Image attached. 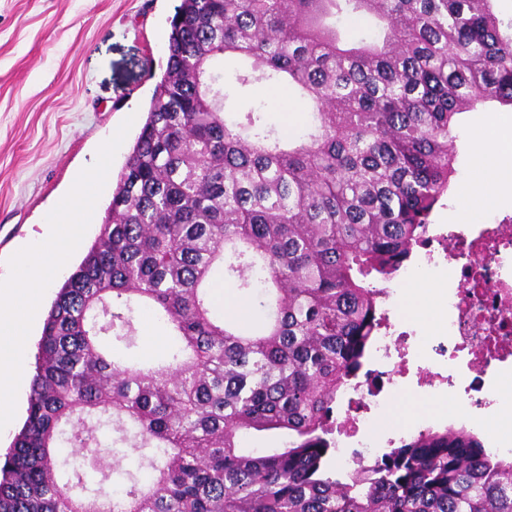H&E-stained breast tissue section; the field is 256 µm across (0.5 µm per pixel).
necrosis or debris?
<instances>
[{"label":"necrosis or debris","mask_w":512,"mask_h":512,"mask_svg":"<svg viewBox=\"0 0 512 512\" xmlns=\"http://www.w3.org/2000/svg\"><path fill=\"white\" fill-rule=\"evenodd\" d=\"M421 263L407 279L447 271L450 289L439 306L444 333L427 341L428 366L417 373L416 390L431 398L437 380L464 393L468 407L483 410V424L512 423V219L498 224H452L428 236ZM385 324L371 351L379 366L366 369L347 389L336 437V456L352 462L375 458L367 437L376 418L405 390L411 332L394 292L385 295Z\"/></svg>","instance_id":"necrosis-or-debris-1"}]
</instances>
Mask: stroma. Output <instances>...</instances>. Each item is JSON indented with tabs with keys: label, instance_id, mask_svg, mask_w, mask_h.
Returning <instances> with one entry per match:
<instances>
[{
	"label": "stroma",
	"instance_id": "35a3bbf8",
	"mask_svg": "<svg viewBox=\"0 0 512 512\" xmlns=\"http://www.w3.org/2000/svg\"><path fill=\"white\" fill-rule=\"evenodd\" d=\"M178 0H0V276L45 213L97 156L125 119L133 124L97 201L105 212L125 159L144 124L167 62L166 37ZM239 63L222 64L227 107L266 103L268 125H299L303 113L281 88L238 89ZM512 109L495 103L458 117L456 173L431 225L448 223L471 170L468 131Z\"/></svg>",
	"mask_w": 512,
	"mask_h": 512
}]
</instances>
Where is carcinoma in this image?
<instances>
[{
	"label": "carcinoma",
	"instance_id": "obj_1",
	"mask_svg": "<svg viewBox=\"0 0 512 512\" xmlns=\"http://www.w3.org/2000/svg\"><path fill=\"white\" fill-rule=\"evenodd\" d=\"M497 0H181L166 70L100 233L44 321L0 512H512V458L464 427L345 470L339 402L381 326L380 285L448 191L456 116L512 107V22ZM370 17L350 40L338 24ZM283 86L230 120L218 71ZM236 285L259 316L219 314ZM172 329L158 357L135 313ZM276 435L278 448L241 447ZM131 449L138 472L105 455ZM239 62L235 58L227 57L221 69L224 72L226 89L229 94L227 108L229 110L240 109L255 99H262L266 102V113L264 119L268 125L283 129L285 123L298 126L303 118L302 110L288 92L281 88H268L263 85H256L247 90H240L234 83V76L239 68Z\"/></svg>",
	"mask_w": 512,
	"mask_h": 512
}]
</instances>
